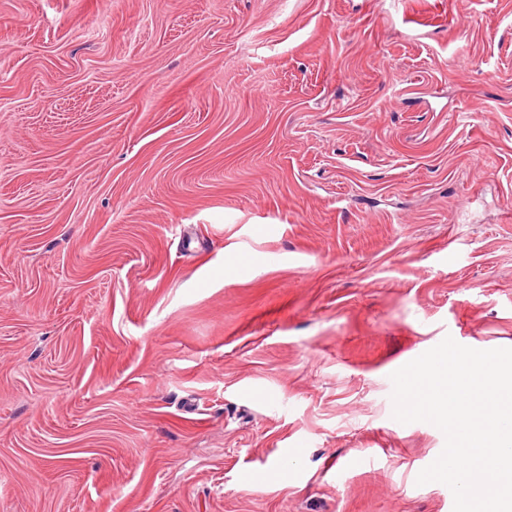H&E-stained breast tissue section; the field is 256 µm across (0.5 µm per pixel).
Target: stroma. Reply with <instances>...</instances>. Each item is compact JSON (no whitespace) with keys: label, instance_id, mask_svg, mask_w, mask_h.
<instances>
[{"label":"stroma","instance_id":"obj_1","mask_svg":"<svg viewBox=\"0 0 512 512\" xmlns=\"http://www.w3.org/2000/svg\"><path fill=\"white\" fill-rule=\"evenodd\" d=\"M448 336L512 348V0H0V512H453Z\"/></svg>","mask_w":512,"mask_h":512}]
</instances>
